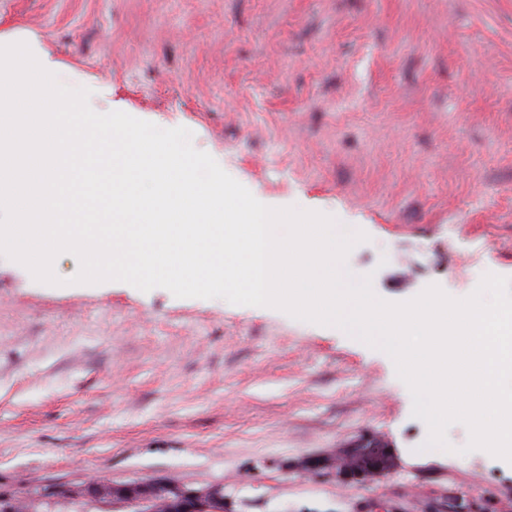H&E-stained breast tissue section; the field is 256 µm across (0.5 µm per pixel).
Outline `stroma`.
<instances>
[{
    "mask_svg": "<svg viewBox=\"0 0 512 512\" xmlns=\"http://www.w3.org/2000/svg\"><path fill=\"white\" fill-rule=\"evenodd\" d=\"M90 107L366 242L375 294L512 279V0H0ZM0 255V483L218 484L233 512H512V463L423 450L390 356L335 326ZM378 446L366 480L332 469Z\"/></svg>",
    "mask_w": 512,
    "mask_h": 512,
    "instance_id": "35a3bbf8",
    "label": "stroma"
}]
</instances>
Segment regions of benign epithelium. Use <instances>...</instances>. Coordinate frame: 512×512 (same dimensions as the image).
I'll use <instances>...</instances> for the list:
<instances>
[{
  "instance_id": "7a95c632",
  "label": "benign epithelium",
  "mask_w": 512,
  "mask_h": 512,
  "mask_svg": "<svg viewBox=\"0 0 512 512\" xmlns=\"http://www.w3.org/2000/svg\"><path fill=\"white\" fill-rule=\"evenodd\" d=\"M376 455L375 450L362 448L348 457L338 470L342 476L363 479ZM56 497L73 502L101 505L108 502L113 512H225L224 487L220 485L189 486L165 484L155 480L132 481L124 484L107 483L102 479H88L64 487L49 488Z\"/></svg>"
}]
</instances>
